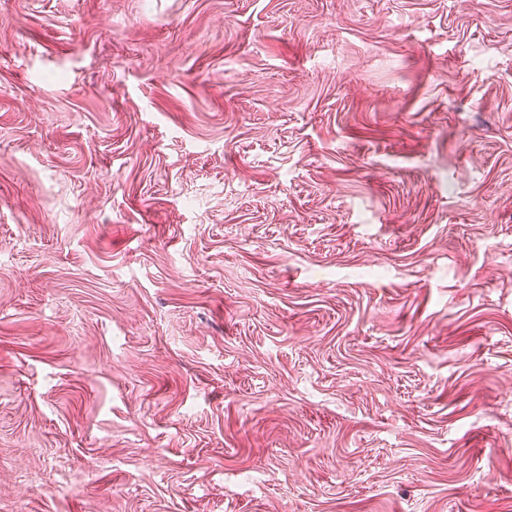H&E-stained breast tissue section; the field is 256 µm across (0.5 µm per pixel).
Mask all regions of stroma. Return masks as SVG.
<instances>
[{
  "mask_svg": "<svg viewBox=\"0 0 512 512\" xmlns=\"http://www.w3.org/2000/svg\"><path fill=\"white\" fill-rule=\"evenodd\" d=\"M0 512H512V0H0Z\"/></svg>",
  "mask_w": 512,
  "mask_h": 512,
  "instance_id": "1",
  "label": "stroma"
}]
</instances>
